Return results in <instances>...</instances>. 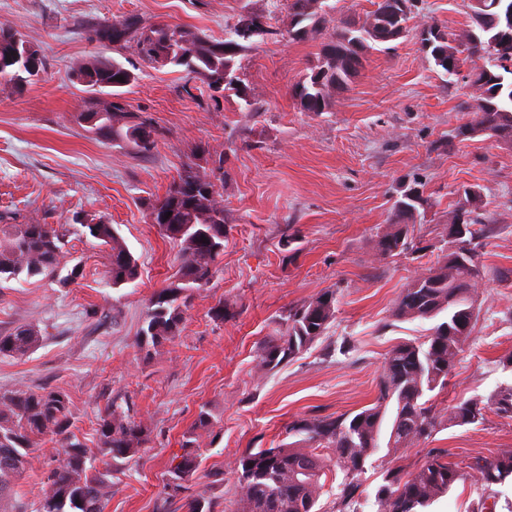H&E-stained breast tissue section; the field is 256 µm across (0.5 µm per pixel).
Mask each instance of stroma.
Instances as JSON below:
<instances>
[{
    "label": "stroma",
    "mask_w": 512,
    "mask_h": 512,
    "mask_svg": "<svg viewBox=\"0 0 512 512\" xmlns=\"http://www.w3.org/2000/svg\"><path fill=\"white\" fill-rule=\"evenodd\" d=\"M467 2L417 0L407 36L371 51L352 83L330 92L326 111L304 112L293 87L322 42L342 22L363 24L373 0H328L319 34L294 42L280 36L290 24L288 0H0V22L47 61L24 91L0 84V225H68L65 262L79 268L68 284L35 277L0 290V335L30 325L43 336L26 357L0 356V391H65L71 431L91 449L100 413L114 401L129 408L150 441L117 472L105 512H156L170 461L200 409L213 424L197 433L202 465L190 487L208 488V473L223 472V484L210 490L225 507L239 495L243 452L277 446L294 418L373 403L387 353L434 326L392 320L391 310L445 248L463 186L480 189L488 228L475 279L480 312L436 410L512 384L501 364L512 352V143L459 136L469 120L461 105L478 91L466 75L436 70L420 36L432 23L464 29ZM245 9L269 29L236 59L245 101L212 100L184 69L148 66L133 46H101L90 30L134 15L220 40ZM98 54L136 74L126 93L131 109L163 131L149 156L80 122L86 95L72 67ZM200 152L224 160V253L210 283L193 291L180 335L145 352L136 337L148 300L180 262L149 206ZM404 184L420 191L418 250L385 259L376 242ZM76 212L114 224L141 265L135 282L111 286L109 250L71 224ZM326 291L336 294V317L325 334L288 363L263 367L260 343L290 309ZM508 450L512 421L491 412L480 425L440 428L395 452L380 448L365 464L358 508L377 512L383 472H410L435 451L461 478L429 512H472L483 494L473 463ZM57 453L53 441L39 445L16 483L14 512H34Z\"/></svg>",
    "instance_id": "obj_1"
}]
</instances>
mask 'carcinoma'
I'll return each mask as SVG.
<instances>
[{
  "instance_id": "1",
  "label": "carcinoma",
  "mask_w": 512,
  "mask_h": 512,
  "mask_svg": "<svg viewBox=\"0 0 512 512\" xmlns=\"http://www.w3.org/2000/svg\"><path fill=\"white\" fill-rule=\"evenodd\" d=\"M325 0H290L291 23L288 39L304 40L318 26ZM411 0H377L361 26L348 24L322 44L317 62L293 88L304 112H323L331 90L349 84L358 74L365 55L379 45L397 41L408 32ZM500 0L468 3L469 24L460 33H446L428 25L422 43L435 67L451 77L469 66V78L479 91L471 110V121L459 127L464 136L489 135L512 141V30L493 23L500 14ZM16 31L0 23V82L22 91L34 83L46 66L41 50ZM95 40L102 44H132L147 64L182 67L200 79L207 89L220 94L231 90L246 96V85L235 67V58L250 48L252 36L229 26L222 41L181 27L146 26L138 17L93 26ZM73 77L85 92L98 98L79 114L92 119V129L137 154L147 156L152 148L140 142L145 136L156 143L157 127L141 128L138 113L129 109L124 88L137 76L116 59L97 56L76 64ZM123 81H117V78ZM195 162L183 167L165 195L150 207L149 219L179 247L181 263L175 280L155 292L149 300L137 336L140 349L157 348L179 336L187 311L190 291L207 285L217 259L224 254V206L219 187ZM419 202L414 189L396 200L390 231L379 237L377 249L385 258L408 254L410 224ZM468 221L454 216L452 224L463 226L470 253L447 251L421 277L399 294L391 316L396 321L431 320L446 314V320L431 329L424 340L403 341L386 355L375 402L356 413L326 417H300L286 428L289 442L242 454L238 460L239 497L231 512H315L319 491L341 470L337 500L340 512H358L356 493L367 458L380 448V432L387 408H392L386 448L395 451L426 439L445 426L480 425L489 412L512 420V385L499 386L486 396L461 399L448 414L434 412L427 394L447 388L448 376L470 337L472 325L462 316L476 303L472 283L477 273L476 257L487 229L474 213L482 209L479 189L463 190ZM171 216H166V213ZM83 234L109 247L107 278L118 288L136 281L140 264L122 243L114 225L102 218H72ZM66 233L50 224H12L0 231V280L44 276L67 284L79 275L73 267L61 276L60 258ZM336 316V293L327 291L288 312L277 336L263 342L260 362L269 369L292 360L324 335ZM41 336L31 326H18L0 336V355L22 358L38 347ZM213 424L201 408L191 429L183 436V453L172 458L157 512H170L178 502L183 512H215L216 501L208 491L188 493V482L199 470L201 456L195 448L196 432ZM68 395L40 387L0 391V507L14 495L16 481L32 466L34 450L48 436L57 437L61 460L50 468L46 488L36 512H104L112 490L113 472L130 460L149 441V434L117 403L99 418L98 450L108 459L97 468L86 446L69 432ZM478 481L487 491L512 479V450L504 451L476 466ZM461 479L460 472L444 456L429 452L421 463L403 476L386 471L376 499L380 512H423V508L448 495Z\"/></svg>"
}]
</instances>
